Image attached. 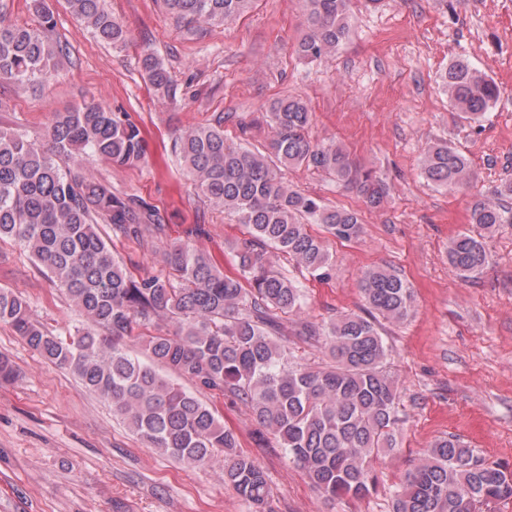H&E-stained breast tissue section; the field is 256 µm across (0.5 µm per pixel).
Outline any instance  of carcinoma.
I'll return each instance as SVG.
<instances>
[{
    "mask_svg": "<svg viewBox=\"0 0 512 512\" xmlns=\"http://www.w3.org/2000/svg\"><path fill=\"white\" fill-rule=\"evenodd\" d=\"M65 2L99 42L126 40L104 0ZM252 2L163 0L187 25L224 24ZM302 2L306 33L295 51L311 61L325 58L348 36L352 0ZM29 10L34 24L13 23L0 10V81L44 82L68 60L66 46L53 38L56 23L46 0H30ZM140 70L154 96L176 100L177 86L154 51H142ZM441 79L464 121L479 122L496 101L495 83L465 58L450 63ZM267 118L272 136L262 151L227 141L220 118L175 138V153L199 193L234 214L249 236L238 253L237 275L224 273L187 241L158 252L164 276L134 278L115 256L100 225L117 238L146 243L166 227L155 205L113 191L79 162L84 155L118 167L144 161L145 140L127 113L85 102L53 113L39 139L0 131V239L19 243L85 324L64 339L9 288H0V323L111 403L151 447L192 468L222 464L224 483L254 512H265L269 503L266 472L239 450L237 435L210 406L174 378L244 402L325 500L364 499L376 490L382 452L397 447L398 383L386 370L381 321L402 322L415 312L405 279L384 267L368 268L359 280L362 312L340 313L323 324L304 321L294 330L317 338L332 363L302 367L291 361L284 321L302 309L304 286L274 270L255 248L286 256L323 279L332 255L308 224L321 225L340 242L359 240L363 224L355 211L290 188L284 171L304 166L321 172L357 191L371 208L382 205L386 187L341 147L310 139L312 112L303 99L274 100ZM420 168L428 181L450 191L475 177L467 156L446 142L428 145ZM470 223L490 232L512 223V211L477 201ZM448 263L460 277L475 279L489 264V253L482 238L461 233L448 242ZM162 322L172 323L174 331H163ZM139 325L154 332L135 337ZM132 337L146 359L121 346ZM505 499H512V468L446 435L406 473L393 494L392 512H491Z\"/></svg>",
    "mask_w": 512,
    "mask_h": 512,
    "instance_id": "carcinoma-1",
    "label": "carcinoma"
}]
</instances>
